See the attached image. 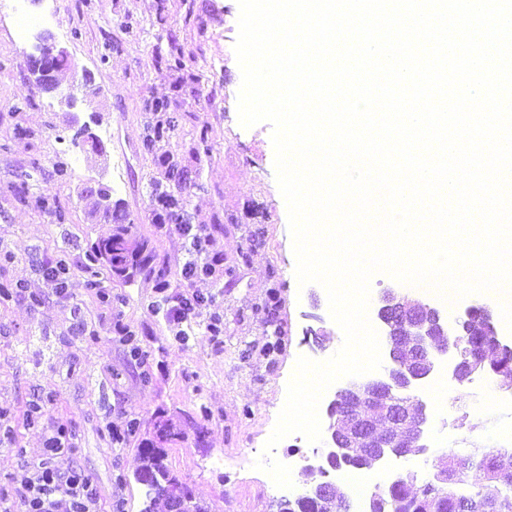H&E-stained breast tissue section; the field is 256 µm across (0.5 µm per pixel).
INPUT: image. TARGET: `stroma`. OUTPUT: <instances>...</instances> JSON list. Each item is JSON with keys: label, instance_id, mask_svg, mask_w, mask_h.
<instances>
[{"label": "stroma", "instance_id": "obj_1", "mask_svg": "<svg viewBox=\"0 0 512 512\" xmlns=\"http://www.w3.org/2000/svg\"><path fill=\"white\" fill-rule=\"evenodd\" d=\"M53 3L46 25L70 66L59 92L37 86L18 42L14 0H0V282H26L30 298L0 299V496L10 497L25 461L40 458L46 428L74 433L67 464L84 470L102 512H141L145 489L134 478L144 448L161 447L170 471L208 512H276L287 490H273L255 469L285 403L298 357L331 358L343 334L324 287L299 285L285 200L274 166L273 127H243L242 72L234 45L238 0H26L32 14ZM189 58L201 98L185 97L165 151L148 150L147 102L168 97L179 77L160 61L170 42ZM91 72V125L105 154L72 143L76 127L59 93ZM184 170L185 210L195 233L209 236L217 277L197 282L210 296L186 341L154 313L159 272L181 279L185 239L155 224L153 190H171L170 164ZM109 187L125 210L130 246L149 270L134 278L83 264L89 247L120 225L92 210V182ZM66 254L73 266L68 301H57L44 276L46 258ZM112 296L103 302L101 292ZM219 319L212 341L206 326ZM143 352L135 360L119 328ZM427 404L422 451L390 455L367 467L379 487L411 474L431 480L439 460L476 448H512V381L485 371L453 379L447 365L419 385ZM42 407L39 424L26 412ZM173 432L158 440L157 422ZM124 429L113 443L110 427ZM276 459L302 460L291 471L298 493L309 489L305 460L324 442L291 434Z\"/></svg>", "mask_w": 512, "mask_h": 512}]
</instances>
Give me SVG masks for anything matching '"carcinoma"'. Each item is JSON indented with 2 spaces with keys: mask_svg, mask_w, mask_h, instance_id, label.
<instances>
[{
  "mask_svg": "<svg viewBox=\"0 0 512 512\" xmlns=\"http://www.w3.org/2000/svg\"><path fill=\"white\" fill-rule=\"evenodd\" d=\"M151 112L165 115L150 128L147 148L154 149L158 143L169 138L175 131L178 116L171 111V101L154 100L148 105ZM111 249V270L122 274L136 272L144 267V260L136 253H129L123 234L97 243L87 254V261L99 260V252ZM501 453L493 450L474 449L466 458L450 464L440 461L434 479L420 486L410 477H400L381 492L374 505L375 512H460L466 504L470 512H512V473L503 470L499 462ZM165 454L160 448L142 453L140 470L148 476L157 472L167 474ZM371 457L363 448L344 450L343 465L355 469L369 466ZM475 468L483 472L485 484L474 487L468 482V470ZM279 512H350L349 499L345 494H332L316 499L311 493L280 503Z\"/></svg>",
  "mask_w": 512,
  "mask_h": 512,
  "instance_id": "obj_1",
  "label": "carcinoma"
}]
</instances>
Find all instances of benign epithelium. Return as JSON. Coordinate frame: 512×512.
<instances>
[{"label":"benign epithelium","instance_id":"1","mask_svg":"<svg viewBox=\"0 0 512 512\" xmlns=\"http://www.w3.org/2000/svg\"><path fill=\"white\" fill-rule=\"evenodd\" d=\"M33 57L32 73L37 81H45L50 73L44 70L43 58L49 54L68 58L66 50L50 42L49 50L38 49ZM378 319L390 337L386 366L382 376L353 381L337 392L328 408L329 423L324 458L306 467L312 476V491L318 497L335 492L333 484L322 480L327 468H338L336 458L340 449L354 446L367 449L373 460L385 456L404 454L400 427L407 420L406 407H411L412 445L422 447L424 426L427 423V405L412 397L405 404L393 395V388L409 392L427 379L435 370L438 357L451 361L453 377L460 383L469 380L479 370L478 363L485 360L493 349L501 350L505 342L499 338L492 311L486 307H470L465 317L448 326V317L439 309L419 301L409 302L386 292L380 297ZM471 341L472 363L458 360L447 342L448 331ZM342 406L343 412L336 411ZM155 481L164 489L167 512H197L195 497L179 480L155 474Z\"/></svg>","mask_w":512,"mask_h":512}]
</instances>
